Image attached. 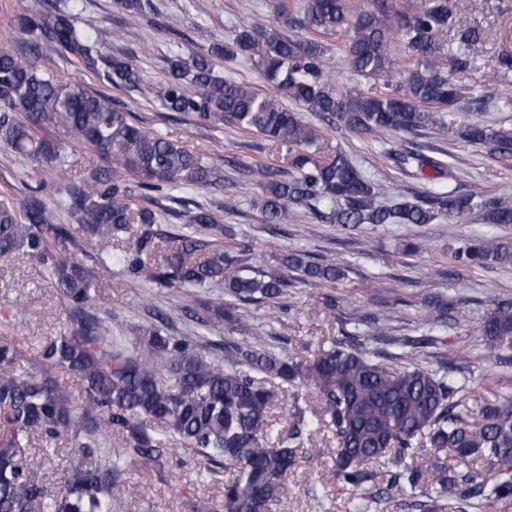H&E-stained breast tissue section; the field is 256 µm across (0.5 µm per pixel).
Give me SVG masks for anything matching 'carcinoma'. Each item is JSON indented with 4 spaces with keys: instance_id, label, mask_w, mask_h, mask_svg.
<instances>
[{
    "instance_id": "1",
    "label": "carcinoma",
    "mask_w": 512,
    "mask_h": 512,
    "mask_svg": "<svg viewBox=\"0 0 512 512\" xmlns=\"http://www.w3.org/2000/svg\"><path fill=\"white\" fill-rule=\"evenodd\" d=\"M79 0L69 7L41 6L21 18L20 32L32 55L0 51V140L7 148L47 167L67 166L59 144L41 135L47 126L67 129L93 154L112 159V168L91 167L66 187L72 224L56 223L55 212L33 188L20 205L0 200V259L21 251L54 281L74 328L57 336L40 352L36 371L0 379V512H113L112 479L121 461L162 468L166 445L175 440L194 451L206 470L224 472L223 512H272L288 492V478L299 463L296 439L301 427L335 438L331 475L354 492L366 490L375 473L370 466L388 455L397 470L380 493L396 484L426 498L421 512H444L459 482L475 473L453 474L448 459L479 457L503 476L490 489L478 484L470 495L489 492L499 501L512 499V397L490 400L477 387L458 386L446 376L399 355L401 366L372 355L369 341L384 332L377 323L371 334L348 335L302 362L279 355L258 336L224 342V325L240 321L243 305L273 302L285 310L289 289L297 283H336L346 278L342 264L295 251L283 254L279 267L252 261L253 246L224 249L227 230L213 212L197 208L188 232L173 236L174 250L155 254L154 225L159 215L138 203L124 175L141 178L147 191H175L186 185L208 187L219 176L202 157L182 143L149 130L102 92L71 85L44 69L33 57L55 53L111 85L150 98L169 112L205 123L228 124L260 136L272 151L285 152L282 168L256 162L250 172L261 188L258 204L267 222L288 221L302 205L318 221L344 230L360 224H429L437 215L471 213L485 224L512 226V204L484 188L466 196L449 191L406 198L387 206L379 202L382 185L352 155L329 144L320 128L305 121L289 104L315 113L331 126L343 125L384 147L395 134L417 135L428 128L445 130L460 112H478L482 97L448 76V44L440 35L454 22L451 0H420L411 10L395 0H370L359 9L353 0H298L281 4L275 21L240 26L190 61L166 59L165 77L150 84L133 61L118 57L99 38L76 25ZM417 55L416 64L395 57V35ZM349 63L351 79L336 84L326 73L329 40ZM483 34L468 30L458 43L457 67L467 65ZM244 59L258 66L271 91L223 78L215 59ZM385 80L386 89L362 81ZM464 137L512 157V127L469 121ZM400 168L443 175L447 163L419 150L399 158ZM140 226L134 248L126 252L125 270L159 288L224 289L227 299L194 297L184 312L216 335L203 342L168 334L164 318L128 347L108 336L112 309L92 295L99 274L111 271L112 257H80L77 236L110 240ZM460 263L484 268L512 263V249L494 239L464 242L456 251ZM427 331L446 322L448 302L433 296L422 301ZM480 325L490 352L512 350V303L488 298ZM228 350L223 366L207 350ZM20 356L0 336V367ZM68 371L84 385L82 403L55 381ZM311 384L316 408L311 419L268 446L272 406L295 389ZM65 436L75 461L62 488L52 493L30 474L26 460L32 435ZM117 446L110 447L112 436ZM431 452L432 468L417 464Z\"/></svg>"
}]
</instances>
